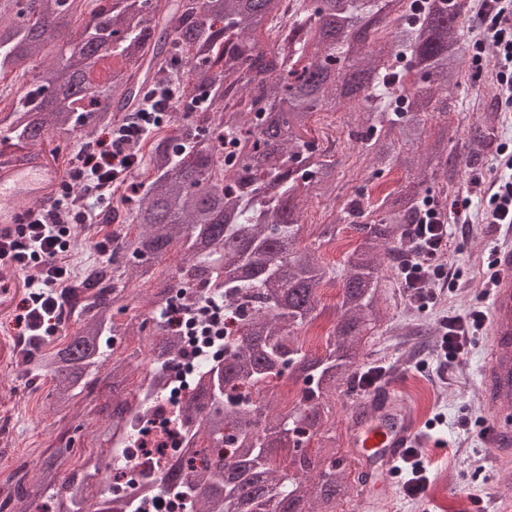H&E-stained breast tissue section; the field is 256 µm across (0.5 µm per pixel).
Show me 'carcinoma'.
<instances>
[{"mask_svg":"<svg viewBox=\"0 0 512 512\" xmlns=\"http://www.w3.org/2000/svg\"><path fill=\"white\" fill-rule=\"evenodd\" d=\"M89 18L74 26L73 0H0V83H18L28 63L44 59L29 84L19 83L13 111L0 117V167L22 162L29 147L50 142L52 156L89 127L117 124L122 112L162 82L179 86L195 111L170 118L138 142L147 182L137 200L125 195L126 228H101L115 238L112 260L84 265L65 293L77 329L43 351L31 370L49 375L53 407L85 403L96 421L74 462L73 437L61 431L33 450L37 473L23 468L0 487L22 512H146L167 494L189 499L190 512H337L351 496L328 396L351 384L367 338L381 330L378 295L394 271L397 244L407 238L426 201L452 186L470 157L458 151L461 111L454 93L471 84L462 64L465 20L458 0H299L291 21L276 25L280 0H80ZM276 30V40L261 37ZM359 108L349 130L369 157L367 180L382 188L363 201L355 188L340 222L358 235L346 252L341 314L323 353L313 355L300 332L321 315L318 290L335 281L320 247L299 246L303 199L336 200V141L313 136L318 112ZM439 136L421 144L428 122ZM396 162L408 173L393 189L380 179ZM183 258L149 301L167 310L178 296L221 297L232 327L224 357L199 366L177 420L187 432L183 455L161 489L141 486L119 502L100 499L97 485L120 476L122 449L112 447L150 400L124 392L136 351L115 357L111 339L138 336L153 322L150 359L173 378L183 348L179 333L136 309L128 288L148 282L173 248ZM391 264L382 266L381 254ZM112 360L105 376L98 368ZM300 430L317 438L315 455L277 462L272 448Z\"/></svg>","mask_w":512,"mask_h":512,"instance_id":"obj_1","label":"carcinoma"}]
</instances>
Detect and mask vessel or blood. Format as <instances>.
I'll return each instance as SVG.
<instances>
[{
	"instance_id": "1",
	"label": "vessel or blood",
	"mask_w": 512,
	"mask_h": 512,
	"mask_svg": "<svg viewBox=\"0 0 512 512\" xmlns=\"http://www.w3.org/2000/svg\"><path fill=\"white\" fill-rule=\"evenodd\" d=\"M61 181L60 171L38 154L28 161L0 168V236L12 235L25 214L49 207ZM495 251L499 276L491 292L485 325L487 353L480 370V394L488 409L484 444L496 469L512 466V430L500 423L512 407V226L499 227ZM363 414L351 417L349 445L368 471V482L354 494L353 512H387L395 467L406 448L417 443L411 412L392 391L374 393L358 404Z\"/></svg>"
}]
</instances>
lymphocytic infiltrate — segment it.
Returning <instances> with one entry per match:
<instances>
[{"label":"lymphocytic infiltrate","instance_id":"f902f5d3","mask_svg":"<svg viewBox=\"0 0 512 512\" xmlns=\"http://www.w3.org/2000/svg\"><path fill=\"white\" fill-rule=\"evenodd\" d=\"M469 23L481 33L472 43L475 73H483L484 43L496 48L493 67L504 105L512 108V0H486ZM165 101L148 96L140 111L132 113L121 126L107 132L95 146L80 153L71 169L72 181L81 186L82 207L62 215L51 211L35 215L22 225L18 237H0V266L20 271L28 288L16 315L21 343L37 349L45 337L57 332L58 313L64 291L71 280L65 254L74 225L96 223L98 209L106 204V188L113 180L128 178L127 158L133 143L167 117ZM496 192L483 190V173H473L467 186L455 196L450 209L426 207L410 234L411 246L400 259L399 277L406 298L424 301L432 298L435 284L447 281L450 246L449 224L467 223V212L474 199L486 200V220L491 224H512V175L495 178ZM486 313L473 308L466 316L451 315L441 321L442 334L436 351L443 359L464 354L473 336L481 329Z\"/></svg>","mask_w":512,"mask_h":512}]
</instances>
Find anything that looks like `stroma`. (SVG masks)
Instances as JSON below:
<instances>
[{
	"label": "stroma",
	"mask_w": 512,
	"mask_h": 512,
	"mask_svg": "<svg viewBox=\"0 0 512 512\" xmlns=\"http://www.w3.org/2000/svg\"><path fill=\"white\" fill-rule=\"evenodd\" d=\"M463 108L465 124L480 126L493 120L494 141L512 143V112L499 111L490 85L469 93ZM353 122L352 113H339L336 154L342 161V176L337 199L306 203L303 243L315 241L326 224L339 216L341 200L350 188L364 183L366 162L347 139ZM470 213V224L448 227L454 247L450 261L460 273L457 287L438 288L436 303L427 308L410 303L397 285L382 289L385 324L360 360L364 367L385 364V385L398 389L407 407L417 406L419 388H426L428 394V410L416 422L425 438L429 494L415 500L405 496L402 486H394L390 512H471L472 499L489 500L498 481L512 482V471L502 474L491 467L481 442L486 413L478 393V373L484 336H473L465 354L448 366H441L434 353L443 316L464 315L473 307L490 304V272L483 259L498 240L494 225L482 223L481 208L471 207ZM26 294L22 273L0 267V454L13 466L30 471L34 468L32 449L45 447L61 427L71 428L75 444L80 445L93 424L75 411L59 419L47 400L50 378L19 376L10 363L11 351L20 347L13 322L15 309Z\"/></svg>",
	"instance_id": "1"
}]
</instances>
